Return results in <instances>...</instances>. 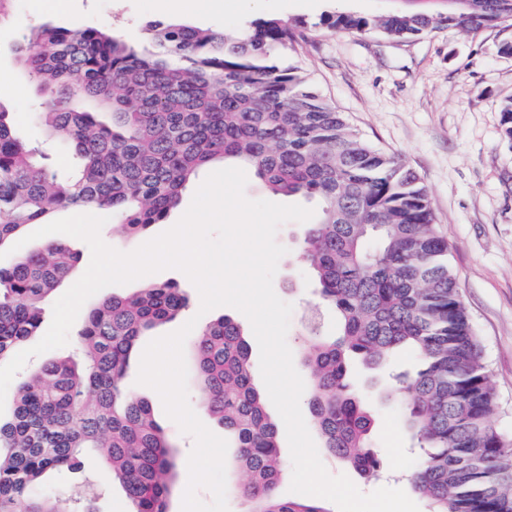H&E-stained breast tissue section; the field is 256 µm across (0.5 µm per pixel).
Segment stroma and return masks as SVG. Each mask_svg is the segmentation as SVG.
<instances>
[{"mask_svg":"<svg viewBox=\"0 0 512 512\" xmlns=\"http://www.w3.org/2000/svg\"><path fill=\"white\" fill-rule=\"evenodd\" d=\"M198 10L185 21L200 28L234 33L258 16L302 18L309 27L281 55L280 63L299 68L324 100L343 112L349 123L375 148L412 169L428 189L435 222L448 241L457 287L479 336L499 404L498 426L512 432V143L500 130V106L512 99V21L477 29L444 27L395 39L379 31H339L320 25L322 14L347 12L387 16L397 12L447 13L448 0H193ZM65 13L49 15L33 0H0V101L15 114L19 133L33 142L44 135L33 112L48 100L22 72L14 49L28 29L46 21L106 28L135 42L146 39L145 24L166 20L160 0H64ZM301 223L280 226L276 240L286 247L273 280L277 296L292 304L287 343L297 371H304L302 351L311 335H336L334 313L320 306L299 261ZM175 282L189 297L182 319L151 331L169 334L183 320L202 314L204 321L234 315L222 306L200 313L199 294L188 277L166 269L126 285H112L90 297L126 295L151 283ZM138 364L126 377L128 391L147 400L180 462L193 447L169 419L159 395L137 384ZM374 442L381 457V477L368 478L319 449L330 474H343L365 493L402 487L401 476L412 460L409 437L393 409H380Z\"/></svg>","mask_w":512,"mask_h":512,"instance_id":"1","label":"stroma"}]
</instances>
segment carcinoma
Wrapping results in <instances>:
<instances>
[{"mask_svg": "<svg viewBox=\"0 0 512 512\" xmlns=\"http://www.w3.org/2000/svg\"><path fill=\"white\" fill-rule=\"evenodd\" d=\"M446 17L324 14L319 24L380 29L403 39L442 26L476 28L512 15V0H450ZM308 22L259 17L236 35L151 22L149 42L48 22L15 52L51 99L35 121L72 149L59 176L49 157L18 138L0 102V251L30 224L64 208L109 209L129 235L163 221L197 173L223 159L251 170L273 196L317 203L299 259L338 336L302 352L313 426L323 448L372 477L375 410L353 383L351 362L386 374L384 399L401 413L417 453L406 472L430 512H512V438L494 425L497 403L482 349L458 294L431 202L419 177L374 149L294 67L271 62ZM512 141V101L501 105ZM79 255L48 244L0 265V359L34 336L45 300L73 275ZM189 299L154 283L89 310L71 355L17 389L0 422V512H97V486L75 498L44 492L48 472L78 477L101 456L133 512H168L179 460L148 401L125 390L139 336L183 314ZM417 367L400 371L395 350ZM200 404L224 426L232 465L249 474V512H325L285 500L279 423L254 385L243 326L224 315L196 331Z\"/></svg>", "mask_w": 512, "mask_h": 512, "instance_id": "obj_1", "label": "carcinoma"}]
</instances>
